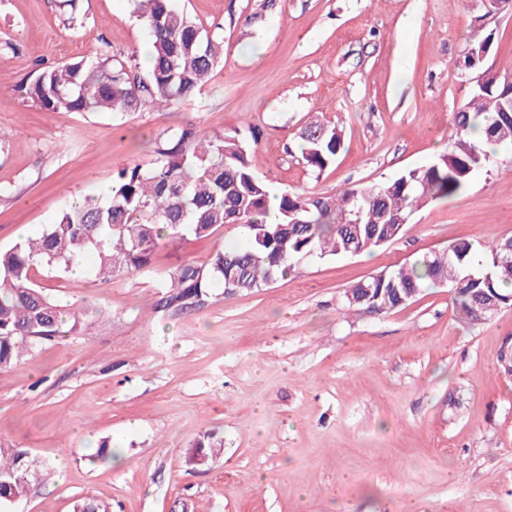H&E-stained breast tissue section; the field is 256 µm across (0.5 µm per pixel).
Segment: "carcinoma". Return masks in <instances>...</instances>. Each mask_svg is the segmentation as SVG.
Instances as JSON below:
<instances>
[{
    "label": "carcinoma",
    "instance_id": "1",
    "mask_svg": "<svg viewBox=\"0 0 512 512\" xmlns=\"http://www.w3.org/2000/svg\"><path fill=\"white\" fill-rule=\"evenodd\" d=\"M135 6L151 43L146 78L135 73L132 60L103 53L93 60L35 65L30 97L50 112L107 110L117 116L149 103L168 107L194 99L223 61V45L172 0H135ZM473 32L463 58L466 76L484 70L480 53L495 39L483 24H474ZM453 122L448 152L430 164L336 196L285 192L274 212L269 183L248 159L258 132L251 131L248 142L237 133L209 136L193 124L172 130L157 144L152 168L118 169L106 200L75 201L39 236L0 249V369L36 344L55 340L67 323L71 333L86 327L85 312L65 308L35 280L40 269L68 271L77 253L86 255L96 278L110 281L147 268L167 242L206 238L225 224L244 227L245 245L218 250L206 263L183 264L170 275L164 306L183 310L214 286L226 294L257 292L304 258L353 255L394 241L412 214L466 190L487 170L485 144L512 148V84L495 78L469 84ZM343 148L342 130L317 117L298 135L299 158L318 175ZM451 248V260L443 252L424 256L359 282L353 294H369L372 310L382 313L409 304L429 283L444 284L470 321L512 306V237L492 241L483 259L467 242ZM222 447L207 433L193 445L189 462L201 464L205 449ZM33 473L26 450L0 447V512L26 495Z\"/></svg>",
    "mask_w": 512,
    "mask_h": 512
}]
</instances>
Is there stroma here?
<instances>
[{
    "label": "stroma",
    "instance_id": "35a3bbf8",
    "mask_svg": "<svg viewBox=\"0 0 512 512\" xmlns=\"http://www.w3.org/2000/svg\"><path fill=\"white\" fill-rule=\"evenodd\" d=\"M224 61L193 100L127 115L49 112L33 61L140 55L131 0H0V247L36 237L117 168L150 167L155 141L194 124L261 137L253 170L278 191L334 195L447 152L466 96L459 64L476 0H175ZM485 60L512 76V14L488 20ZM263 40H255L256 31ZM343 131L322 174L287 145L312 114ZM462 193L416 212L368 253L308 258L251 294L210 289L165 309L170 275L246 240L227 224L158 247L149 268L104 282L44 270L89 328L0 371V443L51 471L16 512H512V308L469 323L448 286L384 313L348 308L357 282L444 250L512 236V149ZM223 439L206 465L192 445ZM110 440L124 465L97 455Z\"/></svg>",
    "mask_w": 512,
    "mask_h": 512
}]
</instances>
